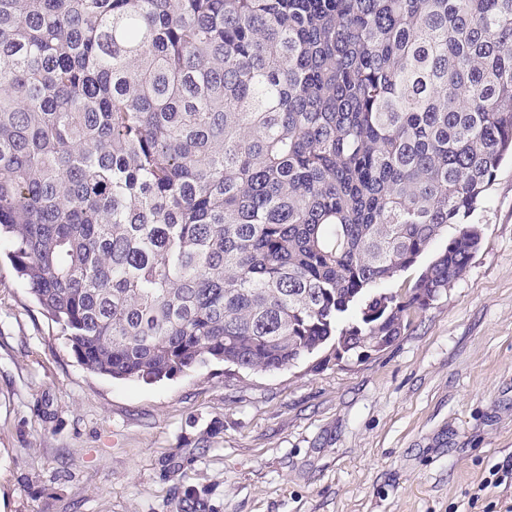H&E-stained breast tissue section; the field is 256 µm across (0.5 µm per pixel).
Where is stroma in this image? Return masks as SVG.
Returning <instances> with one entry per match:
<instances>
[{
    "mask_svg": "<svg viewBox=\"0 0 512 512\" xmlns=\"http://www.w3.org/2000/svg\"><path fill=\"white\" fill-rule=\"evenodd\" d=\"M390 348L147 384L87 370L0 261V512H512V161Z\"/></svg>",
    "mask_w": 512,
    "mask_h": 512,
    "instance_id": "stroma-1",
    "label": "stroma"
}]
</instances>
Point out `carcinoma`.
Segmentation results:
<instances>
[{
	"label": "carcinoma",
	"mask_w": 512,
	"mask_h": 512,
	"mask_svg": "<svg viewBox=\"0 0 512 512\" xmlns=\"http://www.w3.org/2000/svg\"><path fill=\"white\" fill-rule=\"evenodd\" d=\"M509 154L512 0H0V248L93 373L392 346ZM446 244V237L437 239L429 251L424 254L421 258L418 259V262L412 266L408 271L404 272L400 277H398L395 281L390 284V287L396 290L399 285L402 284L404 280L407 279H416L418 275L421 273L423 268L429 263L432 257L441 250Z\"/></svg>",
	"instance_id": "obj_1"
}]
</instances>
